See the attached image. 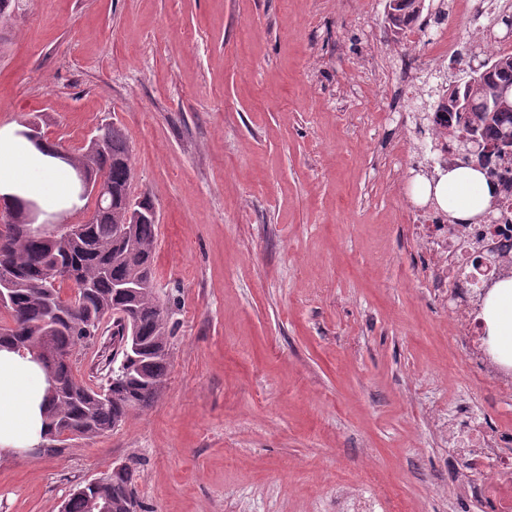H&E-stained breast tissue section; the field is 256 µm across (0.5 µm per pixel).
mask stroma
<instances>
[{
	"label": "stroma",
	"instance_id": "stroma-1",
	"mask_svg": "<svg viewBox=\"0 0 512 512\" xmlns=\"http://www.w3.org/2000/svg\"><path fill=\"white\" fill-rule=\"evenodd\" d=\"M0 126L41 116L69 155L124 128L157 214L169 366L147 409L61 454L0 456V512H62L136 468L137 512H490L455 479L445 423L512 453V378L448 320L447 243H425L414 103L449 48L395 35L385 0H12ZM410 60L407 81L398 65ZM112 322L72 356L98 388Z\"/></svg>",
	"mask_w": 512,
	"mask_h": 512
}]
</instances>
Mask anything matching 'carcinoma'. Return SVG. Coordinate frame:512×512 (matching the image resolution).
<instances>
[{"instance_id": "cac0c4a2", "label": "carcinoma", "mask_w": 512, "mask_h": 512, "mask_svg": "<svg viewBox=\"0 0 512 512\" xmlns=\"http://www.w3.org/2000/svg\"><path fill=\"white\" fill-rule=\"evenodd\" d=\"M385 20L401 35L421 17L424 0H392ZM512 84V54L502 53L480 71L456 82L444 102L438 91L420 95L419 110L444 123L435 140L443 150L457 147L470 134L486 151L464 159V164L494 158L512 165V151L499 144L512 138V109L492 112L487 101L501 84ZM99 149L74 158L86 164L89 175L103 177L112 188V210L98 213L82 225V234L70 238L42 237L33 225L20 221L26 202L0 206V276L11 277L6 307L8 321L0 324V346L27 352L52 372L58 383L48 393L43 451L61 452V437L93 440L122 425L134 411L149 407L158 395L169 363L168 332L163 307L155 296L153 257L157 221L152 202L130 195L133 172L124 130L107 123L96 129ZM73 283L64 298L61 285ZM114 318V332L135 328L137 345L128 350L122 370L110 376V395L87 386L73 373L70 356L76 346L94 338L102 320ZM136 471L127 465L100 475L69 495L64 512H98L108 503L111 512H130L135 500Z\"/></svg>"}]
</instances>
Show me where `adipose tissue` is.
I'll return each instance as SVG.
<instances>
[{
	"mask_svg": "<svg viewBox=\"0 0 512 512\" xmlns=\"http://www.w3.org/2000/svg\"><path fill=\"white\" fill-rule=\"evenodd\" d=\"M54 145L35 146L16 127H0V198L32 201L48 214L77 210L72 167L54 157ZM434 198L449 217L466 222L489 204L491 189L483 174L457 168L441 175ZM479 318L495 363L512 369V277L497 280L481 301ZM47 375L30 355L0 349V455L37 446L42 440L41 405Z\"/></svg>",
	"mask_w": 512,
	"mask_h": 512,
	"instance_id": "adipose-tissue-1",
	"label": "adipose tissue"
}]
</instances>
